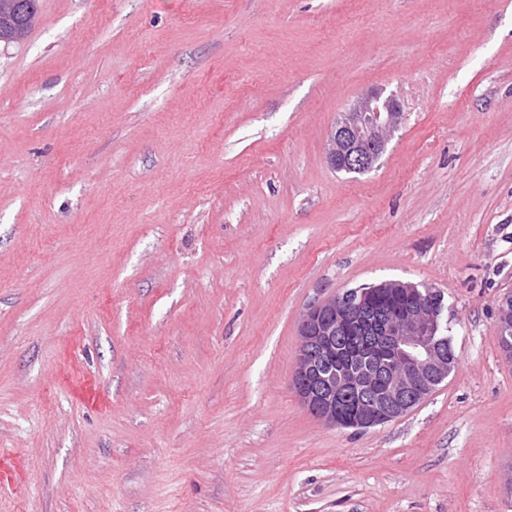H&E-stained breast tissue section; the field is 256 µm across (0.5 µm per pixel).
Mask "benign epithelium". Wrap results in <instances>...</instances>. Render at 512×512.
Listing matches in <instances>:
<instances>
[{"label": "benign epithelium", "mask_w": 512, "mask_h": 512, "mask_svg": "<svg viewBox=\"0 0 512 512\" xmlns=\"http://www.w3.org/2000/svg\"><path fill=\"white\" fill-rule=\"evenodd\" d=\"M34 11L0 41L24 40L21 29L37 24ZM402 116L391 96L371 93L344 113L328 139L327 159L338 172L374 168L386 150ZM398 286L413 295L398 317L383 320L387 358L380 363L349 359L340 367L330 360L341 331L366 321L374 310L360 295L344 304L336 297L317 298L308 305L298 328L299 349L293 386L300 402L326 424L365 430L403 415L424 402L454 369L443 336L448 314L425 302V284ZM496 332L504 357L512 361V300L503 297L497 309Z\"/></svg>", "instance_id": "obj_1"}]
</instances>
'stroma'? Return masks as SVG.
Returning a JSON list of instances; mask_svg holds the SVG:
<instances>
[{"label":"stroma","mask_w":512,"mask_h":512,"mask_svg":"<svg viewBox=\"0 0 512 512\" xmlns=\"http://www.w3.org/2000/svg\"><path fill=\"white\" fill-rule=\"evenodd\" d=\"M0 42V512H512V0H39ZM383 90L376 167L327 161ZM441 289L455 371L325 424L308 304ZM401 115L392 96L371 93L360 97L329 136V164L337 172L345 173L373 169L398 130ZM496 332L502 344L504 357L512 361V300L510 302L507 296H504L498 305ZM501 344L499 342L500 347Z\"/></svg>","instance_id":"obj_1"}]
</instances>
